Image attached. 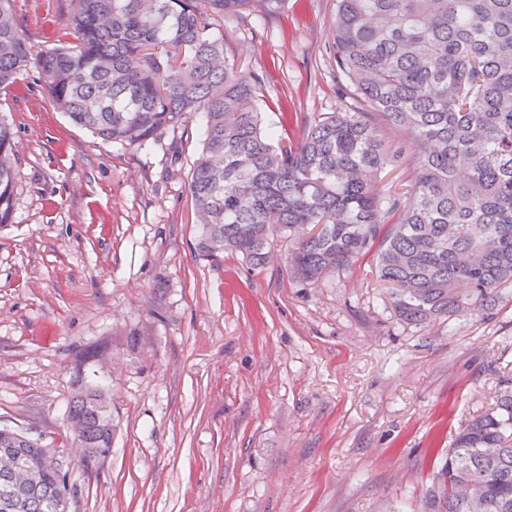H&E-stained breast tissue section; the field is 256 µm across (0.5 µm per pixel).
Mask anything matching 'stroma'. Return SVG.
Segmentation results:
<instances>
[{
	"mask_svg": "<svg viewBox=\"0 0 512 512\" xmlns=\"http://www.w3.org/2000/svg\"><path fill=\"white\" fill-rule=\"evenodd\" d=\"M334 0L211 31L264 80L273 138L358 112L330 52ZM34 50L65 0H15ZM19 175L0 227V427L63 445L105 390L116 432L68 512H424L461 422L512 390V289L492 313L399 320L370 259L309 286L284 262L203 257L188 182L204 121L142 147L53 110L31 67L0 93Z\"/></svg>",
	"mask_w": 512,
	"mask_h": 512,
	"instance_id": "obj_1",
	"label": "stroma"
}]
</instances>
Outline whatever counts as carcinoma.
Wrapping results in <instances>:
<instances>
[{
  "label": "carcinoma",
  "mask_w": 512,
  "mask_h": 512,
  "mask_svg": "<svg viewBox=\"0 0 512 512\" xmlns=\"http://www.w3.org/2000/svg\"><path fill=\"white\" fill-rule=\"evenodd\" d=\"M0 0V91L36 64L49 104L106 142L143 146L205 129L188 192L195 250L239 253L262 267L274 236L291 242L293 278L315 285L370 255L400 320L463 317L492 309L512 287V0H335L333 59L364 112H334L301 139L264 128L263 80L224 55L208 34L218 20L278 15L285 0H70L74 39L35 51ZM403 140L389 143L383 132ZM420 151L408 189L377 176ZM18 177L12 124L0 115V227L12 223ZM101 391L73 395L70 445L80 465L112 452V413ZM39 471L24 512H55L74 486L46 463L40 438L0 427ZM429 512H512V392L457 431Z\"/></svg>",
  "instance_id": "obj_1"
}]
</instances>
